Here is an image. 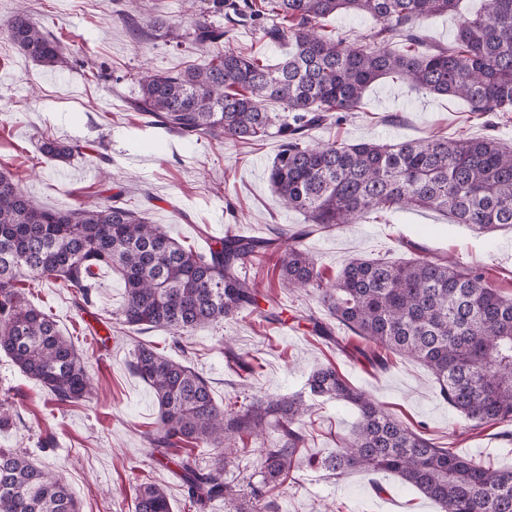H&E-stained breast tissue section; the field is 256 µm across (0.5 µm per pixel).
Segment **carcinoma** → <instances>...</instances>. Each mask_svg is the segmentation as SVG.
<instances>
[{"mask_svg": "<svg viewBox=\"0 0 512 512\" xmlns=\"http://www.w3.org/2000/svg\"><path fill=\"white\" fill-rule=\"evenodd\" d=\"M460 20L455 44L427 49L420 24L458 9L460 0H212L229 25L250 22L269 42L288 41V54L265 65L227 47L231 28L201 13L185 38L212 53L210 62L176 74L147 70L130 107L147 126L187 138L254 143L269 137L280 149L269 180L283 207L307 226L290 236L247 238L228 233L203 251L187 248L141 211L111 199L101 205L48 210L34 204L8 170H0V352L59 403L86 398L85 363L53 317L33 306L22 286L59 280L89 301L95 270L107 268L124 284L119 316L136 330L188 336L242 313L285 323L282 303L247 276L259 254H283L281 279L292 290H314L330 321L302 312L310 333L338 342V323L365 341L355 352L383 367L406 356L433 376L440 398L470 427L512 425V297L491 287L485 272L423 252L401 262L353 257L336 281L324 282L301 240L315 229L359 223L366 214L426 209L478 233L512 228V146L492 137L430 134L388 145L313 142L308 132L361 111L375 82L396 78L415 91L459 99L479 117L512 112V0H480ZM339 12L370 16V42L326 35L320 21ZM136 34L145 27L172 33L161 14H116ZM14 44L46 68L66 62L61 46L23 8L8 21ZM279 104L271 111L268 104ZM45 156L68 161L77 143L45 138ZM151 387L158 425L149 433L153 456L175 466L194 512L216 502L228 512H279L271 493L290 472L305 442L303 422L317 398L358 413L354 430L325 465L394 475L433 500L440 512H512V469L494 468L436 445L385 411L336 368L317 367L306 393L268 397L241 408L219 406L208 379L185 362L142 345L131 364ZM277 440L259 449L262 483L244 497L224 478L221 453L206 467L187 446L206 452L267 431ZM135 512H172L167 491L151 482L135 491ZM0 512H79L65 485L24 452L0 448Z\"/></svg>", "mask_w": 512, "mask_h": 512, "instance_id": "obj_1", "label": "carcinoma"}]
</instances>
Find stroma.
Masks as SVG:
<instances>
[{"instance_id": "obj_1", "label": "stroma", "mask_w": 512, "mask_h": 512, "mask_svg": "<svg viewBox=\"0 0 512 512\" xmlns=\"http://www.w3.org/2000/svg\"><path fill=\"white\" fill-rule=\"evenodd\" d=\"M132 3L144 11L151 0H28L31 17L64 49L66 66L49 70L11 42L5 24L17 0H0V169L9 170L25 194L47 209L104 203L120 195L128 207L146 212L152 223L197 251L229 232L268 237L277 229L302 228V216L282 207L268 180L277 139L196 141L145 127L142 116L128 108L142 70L176 73L210 60L184 39H134L115 20L116 10ZM478 7L479 0H462L459 14L423 22L427 45H451L460 15ZM429 134L491 135L512 144V117L488 123L468 112L461 100L385 80L367 91L361 112L313 132L322 140L391 144ZM45 137L78 143L83 154L69 162L47 159L38 150ZM302 244L330 280L353 256L403 261L415 245L483 267L490 285L512 296L510 228L480 236L435 211L392 212L313 232ZM280 265V255L263 257L248 275L260 291L277 295L285 315L301 310L325 316L317 292L293 294L282 288ZM97 280L89 306L62 282H27L28 300L53 316L83 358L93 393L75 404H58L1 354L0 410L8 420L0 424V448L29 449L38 464L69 487L80 512H134L135 489L144 482L166 489L173 512H187L181 481L156 462L147 441L158 419L154 393L130 368L141 345L174 355L172 337L122 325L115 318L124 300L119 280L105 269ZM108 316L113 323L107 328L100 320ZM335 334L336 346L296 323L271 324L242 313L183 337L181 343L186 360L209 380L218 405L303 392L313 370L330 363L403 422L426 424L438 445L512 468V443L493 428L468 429L440 399L423 365L393 355L386 367L371 368L340 350L357 344V336L340 327ZM228 340L237 352L258 359L251 379L240 378L225 357ZM356 422L350 407L316 401L298 464L274 492L280 512H438L434 502L398 478H383L377 488L370 476L353 472L339 479L323 468V461L335 455L338 438L349 435Z\"/></svg>"}]
</instances>
